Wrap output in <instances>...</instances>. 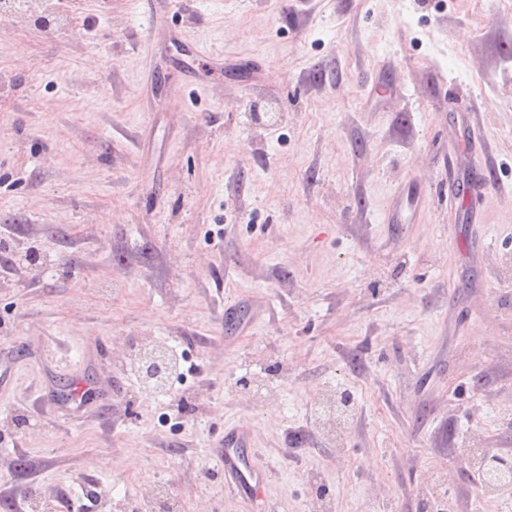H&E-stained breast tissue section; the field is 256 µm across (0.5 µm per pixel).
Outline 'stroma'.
<instances>
[{
  "mask_svg": "<svg viewBox=\"0 0 512 512\" xmlns=\"http://www.w3.org/2000/svg\"><path fill=\"white\" fill-rule=\"evenodd\" d=\"M46 10L0 18V226L44 256L0 271V500L253 512L212 453L238 425L267 512H512L463 459L512 449V0ZM472 130L495 188L452 206ZM229 301L263 314L227 331ZM158 342L196 366L178 394L141 385ZM423 196L419 188L410 182L396 195L386 211L383 224H411L412 216L422 207Z\"/></svg>",
  "mask_w": 512,
  "mask_h": 512,
  "instance_id": "stroma-1",
  "label": "stroma"
}]
</instances>
